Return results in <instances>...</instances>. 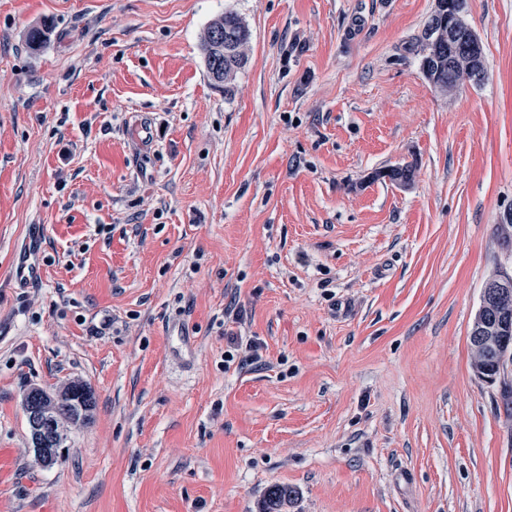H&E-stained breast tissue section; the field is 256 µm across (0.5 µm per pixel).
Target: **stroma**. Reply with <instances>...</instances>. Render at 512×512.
Wrapping results in <instances>:
<instances>
[{
  "label": "stroma",
  "mask_w": 512,
  "mask_h": 512,
  "mask_svg": "<svg viewBox=\"0 0 512 512\" xmlns=\"http://www.w3.org/2000/svg\"><path fill=\"white\" fill-rule=\"evenodd\" d=\"M434 5L0 0V512H512V366L469 341L512 273V0H466L485 78L450 95L407 51ZM71 381L96 407L45 467L24 396ZM251 32L242 18L233 11L212 19L201 36L204 65L211 81L224 85L225 95H231L238 74L250 60ZM38 236V231L34 230L28 248L19 255L12 273L14 281L22 288L29 287L43 277L40 258L35 252ZM229 343L232 350L224 352L225 368L230 369L231 364H235L237 360V366H243L252 364L259 359L260 343L254 336L249 337L245 344L242 336H230ZM294 491L285 485L271 486L262 502L259 512H283Z\"/></svg>",
  "instance_id": "1"
}]
</instances>
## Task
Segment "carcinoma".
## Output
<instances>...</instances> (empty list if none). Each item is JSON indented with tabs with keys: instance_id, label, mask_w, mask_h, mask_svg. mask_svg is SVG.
I'll list each match as a JSON object with an SVG mask.
<instances>
[{
	"instance_id": "carcinoma-1",
	"label": "carcinoma",
	"mask_w": 512,
	"mask_h": 512,
	"mask_svg": "<svg viewBox=\"0 0 512 512\" xmlns=\"http://www.w3.org/2000/svg\"><path fill=\"white\" fill-rule=\"evenodd\" d=\"M200 46L209 78L215 85L224 87V96L231 95L238 74L250 60L251 32L248 26L237 13L226 10L206 25ZM408 51L421 56L423 72L433 86L443 89L457 81L458 74L448 65V41L432 44L422 34L408 46ZM380 175L393 183L408 186L413 181L414 168L411 165L392 166ZM82 387L83 384L75 382L63 387L50 395L49 407L60 418L74 424L88 421L96 401L92 397L79 399L78 391ZM292 496L291 488L273 485L264 497L260 512H284Z\"/></svg>"
}]
</instances>
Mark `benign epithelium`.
Returning a JSON list of instances; mask_svg holds the SVG:
<instances>
[{
  "instance_id": "7a95c632",
  "label": "benign epithelium",
  "mask_w": 512,
  "mask_h": 512,
  "mask_svg": "<svg viewBox=\"0 0 512 512\" xmlns=\"http://www.w3.org/2000/svg\"><path fill=\"white\" fill-rule=\"evenodd\" d=\"M464 25L466 22L461 15L448 17V49H454ZM466 39L467 44L463 46L462 52L453 55L452 59L466 67L476 80L482 76V46L472 29L468 30ZM470 343L482 355L498 354L500 372L504 370L506 362L512 360L511 274H498L485 283L472 326ZM43 397L44 390L34 387L26 393L23 406L36 458L40 463L48 465L63 448L66 434L47 412Z\"/></svg>"
}]
</instances>
